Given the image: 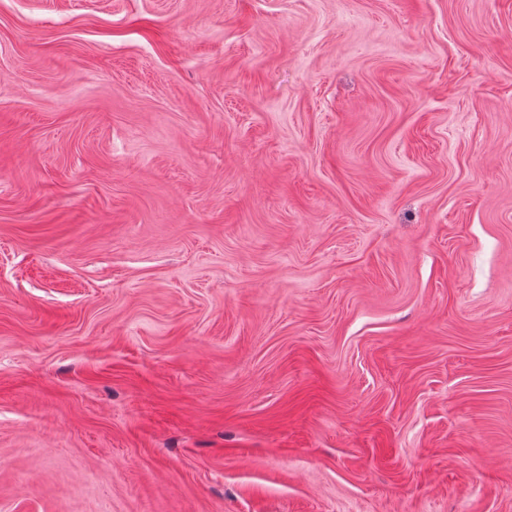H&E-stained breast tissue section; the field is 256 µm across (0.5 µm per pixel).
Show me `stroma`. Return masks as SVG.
Here are the masks:
<instances>
[{
	"instance_id": "35a3bbf8",
	"label": "stroma",
	"mask_w": 512,
	"mask_h": 512,
	"mask_svg": "<svg viewBox=\"0 0 512 512\" xmlns=\"http://www.w3.org/2000/svg\"><path fill=\"white\" fill-rule=\"evenodd\" d=\"M0 512H512V0H0Z\"/></svg>"
}]
</instances>
